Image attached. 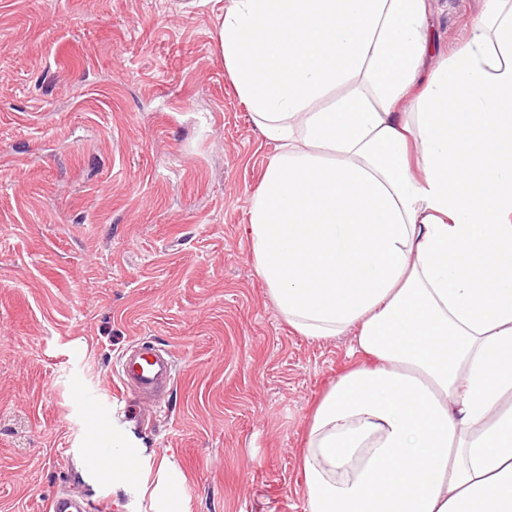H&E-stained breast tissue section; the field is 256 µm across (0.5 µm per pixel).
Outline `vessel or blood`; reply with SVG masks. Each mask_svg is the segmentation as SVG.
Here are the masks:
<instances>
[{
    "label": "vessel or blood",
    "instance_id": "vessel-or-blood-1",
    "mask_svg": "<svg viewBox=\"0 0 512 512\" xmlns=\"http://www.w3.org/2000/svg\"><path fill=\"white\" fill-rule=\"evenodd\" d=\"M118 400L135 404L143 397H157L175 382L174 357L146 343H135L120 357Z\"/></svg>",
    "mask_w": 512,
    "mask_h": 512
}]
</instances>
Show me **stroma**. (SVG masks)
Wrapping results in <instances>:
<instances>
[{
	"label": "stroma",
	"instance_id": "35a3bbf8",
	"mask_svg": "<svg viewBox=\"0 0 512 512\" xmlns=\"http://www.w3.org/2000/svg\"><path fill=\"white\" fill-rule=\"evenodd\" d=\"M482 0H434L451 53ZM219 0H0V512H303L316 402L349 339L288 325L258 276L249 208L275 152L216 47ZM172 351L150 420L114 405L117 356ZM83 355L70 356L73 346ZM111 408L141 480L90 467Z\"/></svg>",
	"mask_w": 512,
	"mask_h": 512
}]
</instances>
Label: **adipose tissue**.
I'll return each instance as SVG.
<instances>
[{"label": "adipose tissue", "mask_w": 512, "mask_h": 512, "mask_svg": "<svg viewBox=\"0 0 512 512\" xmlns=\"http://www.w3.org/2000/svg\"><path fill=\"white\" fill-rule=\"evenodd\" d=\"M431 0H229L217 45L275 153L256 271L349 337L308 424L303 512H512V0L429 77Z\"/></svg>", "instance_id": "1"}]
</instances>
